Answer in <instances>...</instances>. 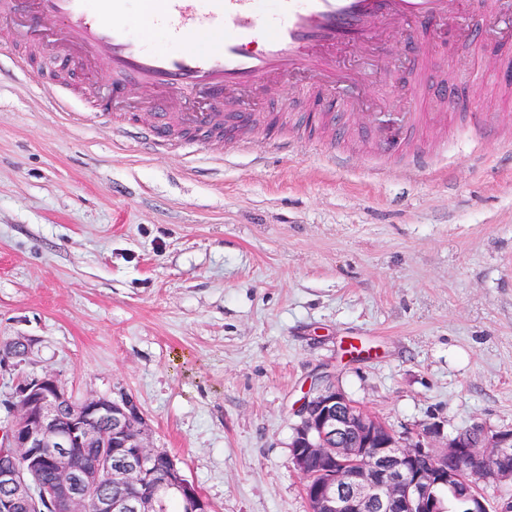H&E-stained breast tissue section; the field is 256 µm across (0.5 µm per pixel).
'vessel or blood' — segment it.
Returning a JSON list of instances; mask_svg holds the SVG:
<instances>
[{
  "mask_svg": "<svg viewBox=\"0 0 512 512\" xmlns=\"http://www.w3.org/2000/svg\"><path fill=\"white\" fill-rule=\"evenodd\" d=\"M42 20L60 22L83 71L112 76V111L123 109L129 89L144 87L162 96L207 101L202 112H160L149 130L115 127L118 138H137L157 151L176 147L179 134L192 131L218 138L226 114L246 121V107L257 86L305 76L301 93L323 95L350 83L383 82L391 72L382 54L349 60L351 49L367 36L413 30L417 44L432 35V23L454 20L460 34L469 30L467 0H34ZM488 21L512 19V0H478ZM148 10L157 41L130 22ZM207 32L210 46L196 38ZM436 69L416 55L408 78L411 89L428 83ZM416 112L401 115L397 129L377 127L379 153L394 155L416 127Z\"/></svg>",
  "mask_w": 512,
  "mask_h": 512,
  "instance_id": "b4317fda",
  "label": "vessel or blood"
}]
</instances>
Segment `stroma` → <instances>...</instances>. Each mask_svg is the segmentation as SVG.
I'll use <instances>...</instances> for the list:
<instances>
[{"label":"stroma","instance_id":"1","mask_svg":"<svg viewBox=\"0 0 512 512\" xmlns=\"http://www.w3.org/2000/svg\"><path fill=\"white\" fill-rule=\"evenodd\" d=\"M0 11V402L55 375L75 400L127 394L211 512H308L292 462L299 403L335 383L397 432L512 430V85L475 74L512 58V29L482 48L436 26L438 64L412 105L416 172L381 156L366 113L399 83L349 89L355 112L306 120L291 81L254 95L240 152L229 136L154 153L116 140L118 113L37 86L59 53ZM471 89L492 137L465 112L437 122L444 87ZM344 154V162L332 153Z\"/></svg>","mask_w":512,"mask_h":512}]
</instances>
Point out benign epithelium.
I'll use <instances>...</instances> for the list:
<instances>
[{
	"label": "benign epithelium",
	"mask_w": 512,
	"mask_h": 512,
	"mask_svg": "<svg viewBox=\"0 0 512 512\" xmlns=\"http://www.w3.org/2000/svg\"><path fill=\"white\" fill-rule=\"evenodd\" d=\"M11 400L20 403L21 417L0 437V457L25 460L22 467L0 466V512H38L41 497L65 501L67 512H82L88 502L94 512H156L158 481L146 463L152 448L133 398H87L65 426L61 412L72 397L52 374L22 381ZM298 416L292 459L309 512H444L437 490L448 486L466 487L467 512H489L482 493L467 489L464 473L480 475L487 485L512 482L511 430L475 439L465 429L439 451L431 432L400 435L330 384ZM100 418L109 420L108 431L95 426ZM309 457L322 478L308 477ZM47 465L58 480L42 487L38 475ZM104 480L126 492H105ZM166 488L208 512L209 504L178 467Z\"/></svg>",
	"instance_id": "benign-epithelium-1"
}]
</instances>
